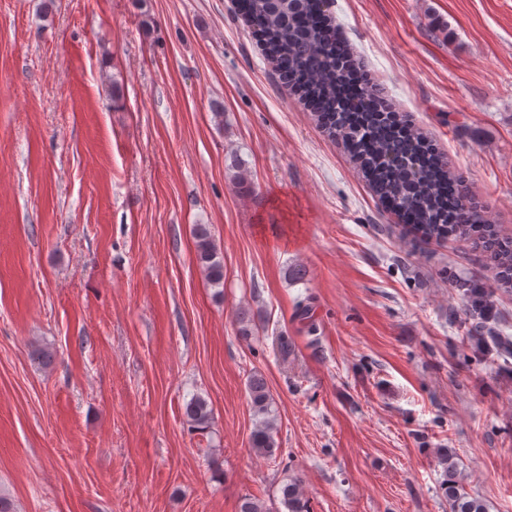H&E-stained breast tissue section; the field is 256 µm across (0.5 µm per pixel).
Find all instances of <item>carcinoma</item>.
I'll return each instance as SVG.
<instances>
[{
    "mask_svg": "<svg viewBox=\"0 0 512 512\" xmlns=\"http://www.w3.org/2000/svg\"><path fill=\"white\" fill-rule=\"evenodd\" d=\"M317 9L319 0H291L278 7L271 0H248L244 15L282 83L313 110L330 136L346 145L378 199L394 207L401 217H413L412 227L426 239L473 240L487 253L497 284L512 288V234L504 233L466 202L458 207L453 222H448L441 188L448 181H459V177L441 156H421L425 139L406 119L391 123L381 120L380 112L365 111L367 98L383 104L372 88H366L365 99L352 96V72L358 65L348 46L336 35L332 22L320 25L311 20ZM195 239L199 267L209 281L220 284L224 280V262L218 258L208 226L197 225ZM247 389L255 410L267 413L270 392L265 379L251 377ZM184 415L197 429L208 427L211 421L208 403L200 396L185 405ZM250 444L258 454L274 456L277 442L273 422H259ZM447 464V496L452 512H485V504L470 496L457 480V464L452 457H447ZM281 495L288 512H310L297 482L284 484Z\"/></svg>",
    "mask_w": 512,
    "mask_h": 512,
    "instance_id": "obj_1",
    "label": "carcinoma"
}]
</instances>
